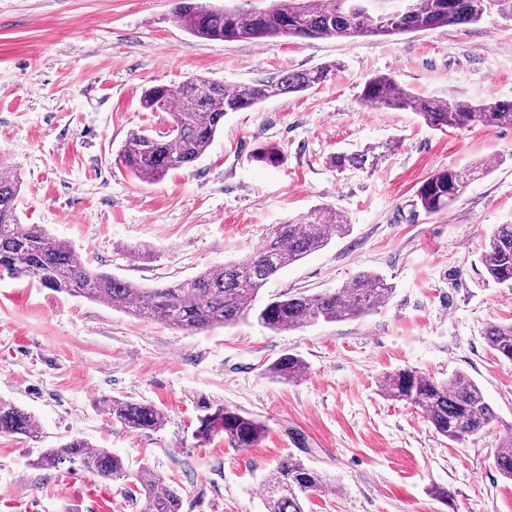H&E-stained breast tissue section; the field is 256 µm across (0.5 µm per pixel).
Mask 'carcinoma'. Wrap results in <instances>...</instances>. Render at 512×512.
Instances as JSON below:
<instances>
[{
  "label": "carcinoma",
  "instance_id": "obj_1",
  "mask_svg": "<svg viewBox=\"0 0 512 512\" xmlns=\"http://www.w3.org/2000/svg\"><path fill=\"white\" fill-rule=\"evenodd\" d=\"M512 18V0H406L403 14L385 21L363 7V0H270L269 9L242 11L211 7L200 0H176V21L190 35L209 40L267 43L276 39L391 36L475 24L492 11ZM336 68L325 63L302 71L238 85L195 75L165 93L152 85L142 92V107L168 112L172 124L165 132L131 131L119 149L121 164L137 179L155 184L169 172L193 165L224 129L229 115L252 110L277 97L309 91L323 83ZM362 106L378 111L410 110L432 129H468L512 124V101L473 103L450 95L421 98L398 85L389 74L368 78L359 95ZM385 156L378 146L356 153L338 152L329 164L338 172L371 168ZM255 159L277 166L283 156L276 146L259 149ZM473 173L454 168L439 170L417 189V201L428 214L451 206ZM20 180L0 160V272L24 278L55 292L100 302L140 320L158 321L189 332L215 325H234L250 317L259 292L286 267L325 248L335 236L350 232L344 212L334 206H317L277 225L258 251L220 268L204 270L190 278L146 288L117 275L93 270L83 257L39 224H22L15 200ZM488 279L512 288V224H500L488 237L481 254ZM395 288L373 271H360L345 285L321 293L297 290L268 301L256 320L272 332L296 330L319 322L333 323L367 316L385 305ZM487 345L497 355L512 360V322L488 326ZM300 356L286 353L271 363L268 373L295 382L306 374ZM383 397L418 408L440 436L461 442L474 437L496 418L482 389L466 375L438 379L412 368L385 374ZM112 420L133 431L156 430L164 413L152 406L124 399L102 401ZM197 426L193 437L207 442L218 434L235 449L253 448L265 438L262 420L237 408L202 397L197 401ZM0 434L41 437L35 418L0 399ZM493 464L512 480V434L499 444ZM36 466L44 469L83 471L104 481L135 480L143 496L141 512H182L177 490L143 467L136 474L124 460L106 448H92L78 438H67L43 450ZM333 486L328 475L304 460L288 455L280 460L265 482L267 512H305L308 497Z\"/></svg>",
  "mask_w": 512,
  "mask_h": 512
}]
</instances>
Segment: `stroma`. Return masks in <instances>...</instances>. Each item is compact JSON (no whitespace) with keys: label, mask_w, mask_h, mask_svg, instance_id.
<instances>
[{"label":"stroma","mask_w":512,"mask_h":512,"mask_svg":"<svg viewBox=\"0 0 512 512\" xmlns=\"http://www.w3.org/2000/svg\"><path fill=\"white\" fill-rule=\"evenodd\" d=\"M174 0H0V157L18 175L21 223L40 224L91 268L147 286L180 281L256 252L280 222L314 206L345 211L348 235L288 266L267 301L316 293L362 270L395 292L364 318L274 333L250 319L189 334L98 302L0 276V398L38 421L42 438L0 435V512H139L130 482H100L33 462L70 436L146 467L174 487L182 512H266L263 483L287 455L335 477L306 512H512V481L492 455L512 426V361L486 327L512 321V289L488 281L480 257L491 231L512 224V125L434 130L409 111L374 112L358 96L392 75L421 97L512 100V19L389 37L283 39L268 45L188 35ZM320 86L237 112L193 166L148 184L120 163L134 129L162 130L166 112L140 104L146 87L204 74L234 87L323 63ZM391 150L368 171L337 173L330 155ZM275 145L284 162H257ZM479 176L445 211L415 192L445 168ZM150 245L149 260L126 250ZM293 353L294 383L266 368ZM463 373L496 419L451 442L413 406L385 399V373ZM206 396L264 421L259 446L193 437ZM164 411L158 431L112 421L101 398ZM447 487L441 502L431 486Z\"/></svg>","instance_id":"stroma-1"}]
</instances>
